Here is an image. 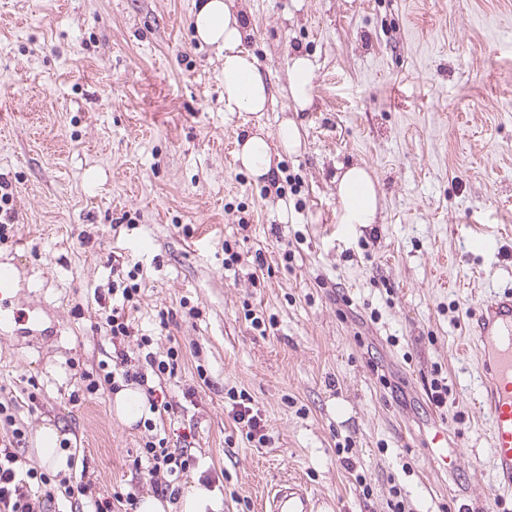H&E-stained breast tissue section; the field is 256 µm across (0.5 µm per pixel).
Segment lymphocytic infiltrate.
<instances>
[{
  "label": "lymphocytic infiltrate",
  "mask_w": 512,
  "mask_h": 512,
  "mask_svg": "<svg viewBox=\"0 0 512 512\" xmlns=\"http://www.w3.org/2000/svg\"><path fill=\"white\" fill-rule=\"evenodd\" d=\"M117 277L112 281L111 307L104 310L103 327L112 341L111 367L93 375L82 373L88 394L101 389L119 391L127 386H139L145 391L151 411L144 419L143 427L151 438L142 448L141 456L134 461L136 471L147 472L154 484V491L162 500L177 504L180 499L181 481L193 458L186 449L168 447L165 439L154 438L157 424L154 414H173L169 401L157 395L158 386L174 378L183 357L180 346L168 347L166 352L153 351V340L137 335L133 313L138 308L143 286V270L140 266L122 269L114 265ZM135 339V347H126L127 339ZM23 440L21 429H13L12 439L0 446V512H36L37 507L51 506L58 499L78 503L81 512H113L115 506H123L124 512H136L137 496L129 491L111 500L96 495L91 483L61 480L59 488H51L47 474L29 467L17 446Z\"/></svg>",
  "instance_id": "1"
}]
</instances>
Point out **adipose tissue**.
I'll list each match as a JSON object with an SVG mask.
<instances>
[{
  "instance_id": "1",
  "label": "adipose tissue",
  "mask_w": 512,
  "mask_h": 512,
  "mask_svg": "<svg viewBox=\"0 0 512 512\" xmlns=\"http://www.w3.org/2000/svg\"><path fill=\"white\" fill-rule=\"evenodd\" d=\"M198 43L213 47L223 60L224 107L231 112L266 111L271 101V84L256 58L243 48L250 36L245 17L235 0H201L192 19ZM288 96L295 111H306L313 103L311 60L294 55L288 60ZM304 147L301 128L292 119L282 120L275 132L257 130L244 134L236 143L235 160L254 179H267L273 158L295 155ZM340 202L339 221L348 227L377 221L379 196L376 183L361 165H349L336 176Z\"/></svg>"
}]
</instances>
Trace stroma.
<instances>
[{
  "label": "stroma",
  "mask_w": 512,
  "mask_h": 512,
  "mask_svg": "<svg viewBox=\"0 0 512 512\" xmlns=\"http://www.w3.org/2000/svg\"><path fill=\"white\" fill-rule=\"evenodd\" d=\"M195 3L0 0V178L15 211L0 261L15 265L13 308L37 309L44 329L0 330V441L23 429L44 472L36 435L55 427L101 494L152 495L132 467L146 432L78 377L112 352L94 291L118 255L146 272L141 333L184 354L164 388L169 445L195 457L183 488L205 481L221 512H257L267 485L297 475L327 512H390L394 488L414 512H512L492 491L462 346L469 313L512 286V0H244L245 48L273 93L256 114L225 111ZM296 53L313 64L298 113ZM290 116L305 148L268 180L226 155ZM350 163L376 178L380 210L349 233L336 176ZM228 246L241 255L230 269ZM183 303L200 317L161 331L160 312ZM232 391L259 409L265 443L230 417ZM439 429L459 464L442 475L426 460ZM288 96L295 112L306 111L313 103L311 60L304 55H292L288 59Z\"/></svg>",
  "instance_id": "35a3bbf8"
}]
</instances>
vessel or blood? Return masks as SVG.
<instances>
[{"label":"vessel or blood","instance_id":"obj_1","mask_svg":"<svg viewBox=\"0 0 512 512\" xmlns=\"http://www.w3.org/2000/svg\"><path fill=\"white\" fill-rule=\"evenodd\" d=\"M15 275L0 264V327L16 322L9 311ZM467 342L474 347L481 369L483 405L489 414L491 433L490 468L499 495L512 496V289L493 295L478 305L470 317ZM448 436L432 437L429 464L451 470L446 455ZM263 512H319V501L299 478L279 481L268 490Z\"/></svg>","mask_w":512,"mask_h":512}]
</instances>
